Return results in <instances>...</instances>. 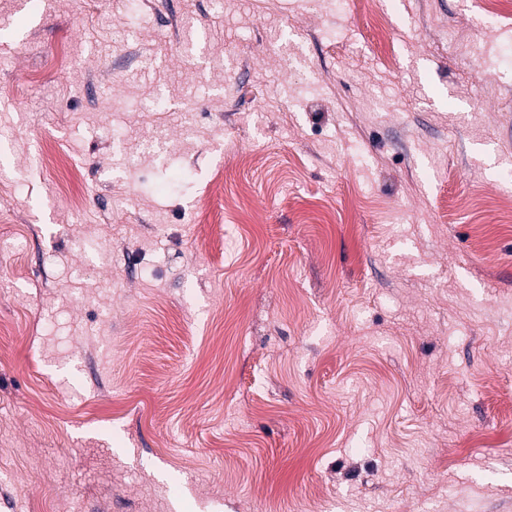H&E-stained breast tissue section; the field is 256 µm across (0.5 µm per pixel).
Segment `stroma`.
<instances>
[{
  "mask_svg": "<svg viewBox=\"0 0 512 512\" xmlns=\"http://www.w3.org/2000/svg\"><path fill=\"white\" fill-rule=\"evenodd\" d=\"M345 2L0 0V512H512V0Z\"/></svg>",
  "mask_w": 512,
  "mask_h": 512,
  "instance_id": "stroma-1",
  "label": "stroma"
}]
</instances>
